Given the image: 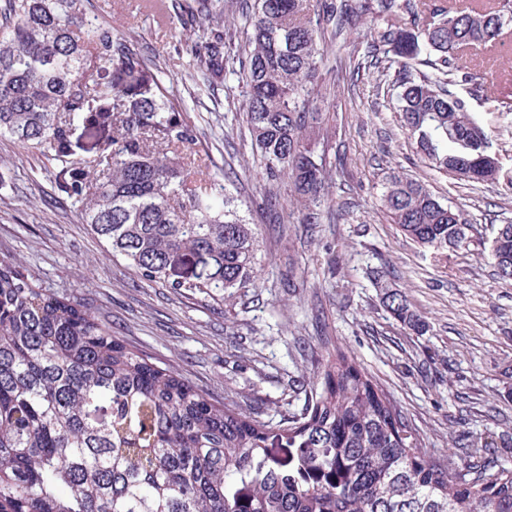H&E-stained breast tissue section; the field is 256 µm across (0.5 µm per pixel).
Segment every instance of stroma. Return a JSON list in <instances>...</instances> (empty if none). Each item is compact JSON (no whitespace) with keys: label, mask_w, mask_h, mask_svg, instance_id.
<instances>
[{"label":"stroma","mask_w":512,"mask_h":512,"mask_svg":"<svg viewBox=\"0 0 512 512\" xmlns=\"http://www.w3.org/2000/svg\"><path fill=\"white\" fill-rule=\"evenodd\" d=\"M162 73L185 108L197 152L227 180L259 233L257 285L214 301L149 281L81 224L60 188L58 168L0 138V258L48 292L70 299L128 347L210 399L276 423L300 413L322 363L343 351L395 400L416 429L422 454L484 458L489 473L512 469V281L499 279L487 245L512 221V112L496 95L512 91V23L487 60L490 94L457 83L498 159L493 180L471 184L423 163L407 139L373 56L394 24L376 13L318 45L325 60L310 87L326 114L318 146L326 158V200L304 223L305 202L279 186L276 212L251 210L262 189L246 140L237 79L204 84L176 18L140 11L138 0H87ZM363 62L359 71L352 62ZM420 181L473 226L468 247L422 249L392 224L382 201L390 172ZM400 290L430 329L417 335L385 307L383 286Z\"/></svg>","instance_id":"1"}]
</instances>
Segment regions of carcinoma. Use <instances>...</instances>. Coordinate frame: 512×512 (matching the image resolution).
Masks as SVG:
<instances>
[{
  "label": "carcinoma",
  "mask_w": 512,
  "mask_h": 512,
  "mask_svg": "<svg viewBox=\"0 0 512 512\" xmlns=\"http://www.w3.org/2000/svg\"><path fill=\"white\" fill-rule=\"evenodd\" d=\"M86 2L4 0L0 136L56 163L81 222L142 278L213 300L256 287L255 225L190 152L193 129L144 55L88 16ZM220 2L184 0V31L194 35ZM419 4L421 21L381 35L402 127L428 166L487 182L497 172L488 137L449 85L483 90V71L458 60L499 36L512 0L463 11L447 0ZM376 8L398 4L321 0L313 22L303 0H241L252 14L248 52L234 54L222 31L191 41L205 81L242 82L264 183L255 207L266 208L281 179L314 206L323 199L311 136L325 118L307 91L323 64L319 33L340 36ZM97 114L111 117L112 132L93 155L71 159V131ZM382 196L420 246L468 243L463 215L419 181L394 173ZM489 255L512 281V224L499 225ZM384 296L397 321L428 330L398 290ZM320 378L305 412L273 425L212 401L0 260V512H512V471L425 459L390 394L346 355Z\"/></svg>",
  "instance_id": "carcinoma-1"
}]
</instances>
